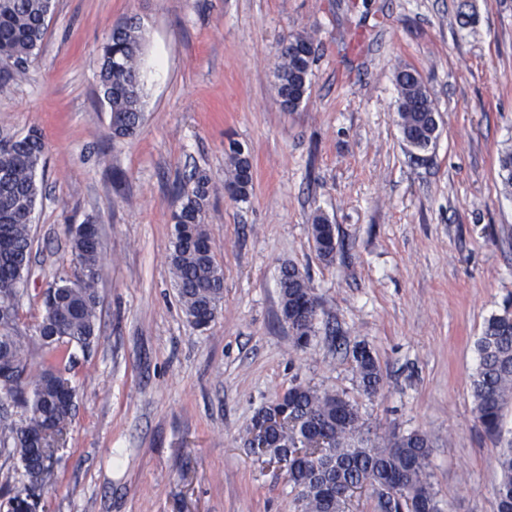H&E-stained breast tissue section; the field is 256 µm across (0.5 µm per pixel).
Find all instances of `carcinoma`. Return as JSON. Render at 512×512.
<instances>
[{"label":"carcinoma","instance_id":"1","mask_svg":"<svg viewBox=\"0 0 512 512\" xmlns=\"http://www.w3.org/2000/svg\"><path fill=\"white\" fill-rule=\"evenodd\" d=\"M55 0H0V57L18 72L26 70L41 53ZM142 35L139 22L129 19L112 29L100 47L98 78L101 102L110 112L113 136H134L142 126L143 88L137 59ZM311 64L299 66L282 56L277 72V95L288 104V92L300 100L306 93ZM398 117L403 140L429 142L436 107L410 69L395 76ZM45 143L37 129L0 149V364L17 369L20 390L14 398L23 411L20 421L0 432V453L19 456L23 473L37 469L40 457L31 439L40 435L48 419L62 434L71 412L57 406L62 380L53 369L30 362L24 336L17 328L19 288L31 268L34 246L32 224L41 188L37 173L45 162ZM231 168L226 187L247 198L250 183L241 173L248 159L239 151L225 152ZM210 178L196 171L180 187L181 204L173 213L176 228L171 240L170 269L187 319L205 328L215 319L224 300V270L214 255L203 222ZM314 248L325 258L336 253L335 228L318 215L311 224ZM68 236L74 270L60 274L45 291L35 326L55 359H71L61 344L87 347L98 338L101 250L89 240L83 225L71 224ZM281 311L296 347L304 349L315 335L319 301L305 274L294 264L281 266L278 276ZM479 364L471 381L475 418L484 432L500 445V481L495 488L496 512H512V438L503 436V412L512 401V307L505 306L485 324L476 341ZM359 386L367 395L378 392L381 373L369 347L351 349ZM281 406L291 428L273 435L271 452L294 451L318 435L332 439L313 457L291 459L285 476L298 512H346L350 492L367 489L382 512H443L442 501L430 482V443L420 431L394 434L385 442L362 436L357 404L337 391L296 384L283 393Z\"/></svg>","mask_w":512,"mask_h":512}]
</instances>
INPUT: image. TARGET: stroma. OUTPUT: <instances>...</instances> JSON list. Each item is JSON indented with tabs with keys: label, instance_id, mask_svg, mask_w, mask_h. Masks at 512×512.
Returning a JSON list of instances; mask_svg holds the SVG:
<instances>
[{
	"label": "stroma",
	"instance_id": "1",
	"mask_svg": "<svg viewBox=\"0 0 512 512\" xmlns=\"http://www.w3.org/2000/svg\"><path fill=\"white\" fill-rule=\"evenodd\" d=\"M139 21L145 119L115 138L99 99L98 47ZM311 40L300 105L283 111L280 49ZM418 72L439 136L404 142L395 75ZM46 144L34 259L18 327L29 357L42 294L70 269L67 227L94 218L103 263L99 338L58 364L76 411L37 512H296L283 472L244 437L291 385L344 392L364 433L431 441L445 512H495L496 442L470 380L487 320L512 302V0H57L25 73L0 60V137ZM251 160L247 199L228 195L224 153ZM210 178L204 212L224 302L208 328L185 317L168 262L177 188ZM338 242L321 259L311 224ZM292 263L319 300L297 348L281 315ZM371 349L382 387L365 395L347 347ZM314 248L324 259H332L336 253L337 240L333 224L326 217L318 215L311 224Z\"/></svg>",
	"mask_w": 512,
	"mask_h": 512
}]
</instances>
